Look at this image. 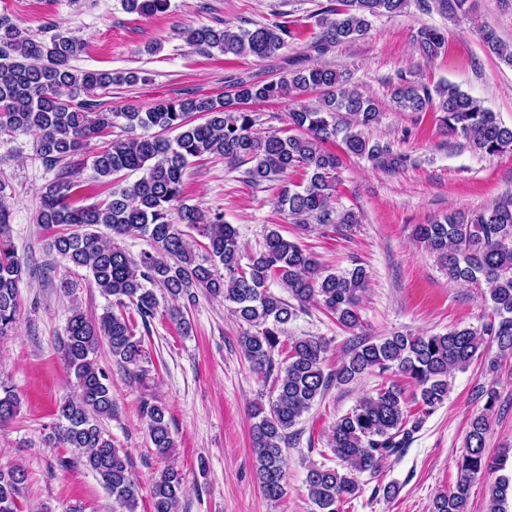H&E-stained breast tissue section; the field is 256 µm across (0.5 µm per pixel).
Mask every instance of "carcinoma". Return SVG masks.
<instances>
[{"instance_id":"obj_1","label":"carcinoma","mask_w":512,"mask_h":512,"mask_svg":"<svg viewBox=\"0 0 512 512\" xmlns=\"http://www.w3.org/2000/svg\"><path fill=\"white\" fill-rule=\"evenodd\" d=\"M169 0H122L124 10L153 15L167 10ZM321 11L322 28L311 49L320 55L335 45L352 43L371 27V19L402 12L407 0H336ZM47 40L35 39L7 14H0V132L36 136V157L54 181L41 193L38 223L50 232L49 248L88 272L90 283L109 299L98 317L76 309L70 316L61 348L73 374L71 390L56 404L57 427L49 440L72 448L94 472L125 512H136L139 484L132 477L128 453L116 447L103 428L116 402L112 385L96 357L106 345L121 368L137 373L146 359L143 340L135 337L126 315L114 308L134 307L143 325L158 308L154 288L165 290L177 305L170 319L189 331L183 308L196 304L198 294L231 304L239 321L249 326L239 337L252 369L274 376L276 395L269 406L254 405L252 447L256 474L265 497L279 500L285 492L284 446L292 429L313 403L335 383L346 384L366 373L397 372L419 391V410H407L402 389L394 384L361 399L332 428L331 450L341 468L310 467L309 496L316 512H341L359 491L357 475L377 474L383 463L401 453L427 417L448 397V376L465 370L483 356L485 337L492 338L500 356L512 355V200L479 212L454 211L433 224H418L415 238L436 256L448 280L485 285L484 301L493 318L479 329L456 328L445 334L393 333L377 341H357L335 370L324 371L327 342L321 337L289 342L286 365L275 368L274 354L297 312L321 305L346 328L359 323V304L368 273L359 261L343 272L325 270L301 236L312 224H331L348 231L358 223L355 213L334 207L340 155L327 144L340 142L348 157L366 158L383 170H395L405 158L389 144L372 140L365 130L377 124L381 112L371 98L347 86V80L326 66L295 67L288 76L266 83L240 79L224 99L164 100L142 112H105L97 92L140 80L133 70H79L71 65L80 44L62 24L52 25ZM186 42L224 55L265 59L277 55L295 39L286 21L253 29H233L224 23L185 31ZM488 51L512 66V47L491 29L482 30ZM445 34L432 27L416 35L420 52L438 56ZM320 93L315 104L298 103L288 112V132L256 129V114L248 104ZM395 106L404 111L440 113V126L487 155L512 153V128L502 125L481 101L452 84L430 88L400 78L393 90ZM118 127L121 133L95 153L96 179L126 172L138 178L116 182L108 197L87 206L74 199L87 187L71 159L88 142ZM221 156L245 167L253 186L277 183L276 205L295 226L288 238L274 225L265 228L259 249L245 253L236 229L224 214L206 212L184 202V175L193 161ZM298 172L302 182L287 181ZM11 213L0 185V339L18 325V286L24 268L12 242ZM110 236L101 234V228ZM148 240L150 249L133 256L122 246L126 237ZM206 240L204 253L195 251L196 238ZM277 281L291 300L269 291ZM485 412L470 420L458 462V478L433 500L432 512H469L473 478L483 471L501 472L488 487V512H512V470L506 471V448L496 460L486 455L489 412L496 392L484 390ZM20 402L0 381V423L14 419ZM149 438L158 455L175 447L163 406L141 404ZM27 473L21 467L0 468V512H19L18 499ZM182 474L170 467L154 478L152 512H178Z\"/></svg>"}]
</instances>
